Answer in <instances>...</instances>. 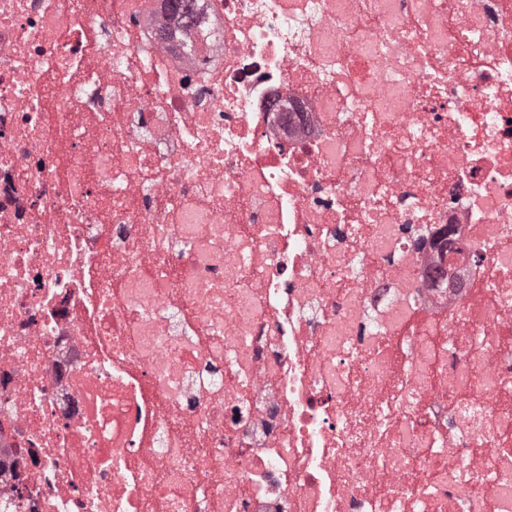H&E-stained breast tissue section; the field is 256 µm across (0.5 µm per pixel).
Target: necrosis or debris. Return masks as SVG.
I'll return each instance as SVG.
<instances>
[{"instance_id": "necrosis-or-debris-1", "label": "necrosis or debris", "mask_w": 512, "mask_h": 512, "mask_svg": "<svg viewBox=\"0 0 512 512\" xmlns=\"http://www.w3.org/2000/svg\"><path fill=\"white\" fill-rule=\"evenodd\" d=\"M203 4L0 0V512H512V0Z\"/></svg>"}]
</instances>
